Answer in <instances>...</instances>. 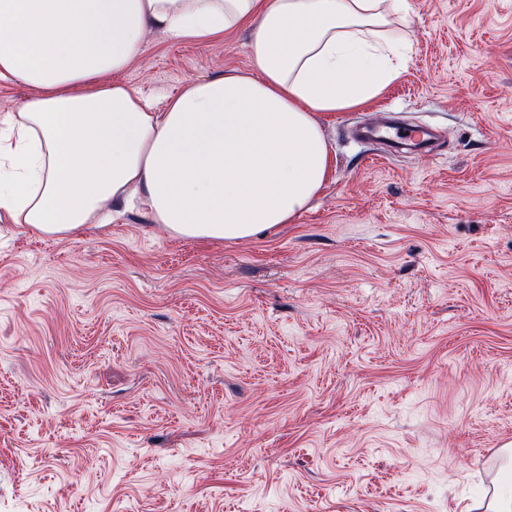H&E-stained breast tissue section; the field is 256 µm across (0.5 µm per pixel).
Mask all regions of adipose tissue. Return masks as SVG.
I'll return each mask as SVG.
<instances>
[{
  "label": "adipose tissue",
  "mask_w": 512,
  "mask_h": 512,
  "mask_svg": "<svg viewBox=\"0 0 512 512\" xmlns=\"http://www.w3.org/2000/svg\"><path fill=\"white\" fill-rule=\"evenodd\" d=\"M409 0H0V80L36 88L0 114V224L55 238L145 204L169 234L215 242L291 224L332 158L317 120L397 77L390 15ZM249 27L253 68L155 108L121 81L145 32L206 42Z\"/></svg>",
  "instance_id": "ef3b65f1"
}]
</instances>
